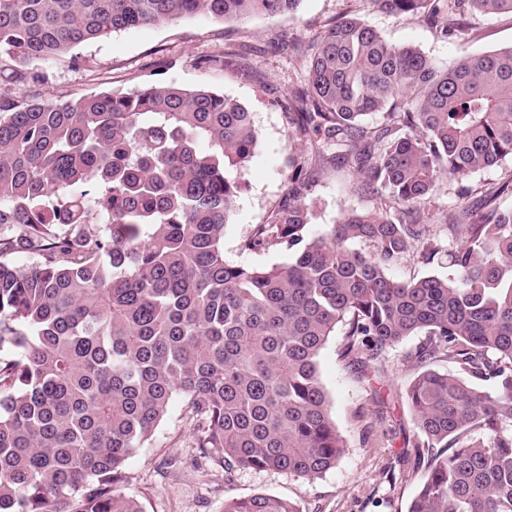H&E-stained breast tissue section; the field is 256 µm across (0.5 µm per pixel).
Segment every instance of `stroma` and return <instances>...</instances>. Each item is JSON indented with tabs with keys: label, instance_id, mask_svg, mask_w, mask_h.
Segmentation results:
<instances>
[{
	"label": "stroma",
	"instance_id": "1",
	"mask_svg": "<svg viewBox=\"0 0 512 512\" xmlns=\"http://www.w3.org/2000/svg\"><path fill=\"white\" fill-rule=\"evenodd\" d=\"M344 16L359 17L391 44L416 47L445 66L512 45L511 13H466L467 34L449 38L423 17L393 16L371 0H302L292 15L224 22L195 16L113 33L85 44L77 60L34 64L37 82L17 83L1 72L0 91L54 101L157 82L202 86L236 99L252 114L257 147L238 174L242 188L224 230V256L237 264L270 267L287 261L286 248L253 252L243 243L282 205L298 169L307 168L314 179L306 198L312 210L310 235L340 223L349 212L382 207L380 196L357 188L350 164L333 161L335 148L324 135L301 132L294 120L307 88L310 47ZM510 181L512 156L441 184L425 205L431 217L428 232H435L458 200L483 205L485 194ZM423 342V337H409L363 377L340 358V336L329 339L321 354V377L344 453L320 478L206 462L177 399L150 443L129 459L123 489L143 497L147 512H224L225 499L258 494L294 500L302 512H407L421 472L409 445L415 422L405 389L414 370L406 356Z\"/></svg>",
	"mask_w": 512,
	"mask_h": 512
}]
</instances>
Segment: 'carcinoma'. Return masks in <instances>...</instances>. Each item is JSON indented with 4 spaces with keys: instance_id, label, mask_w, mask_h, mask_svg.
<instances>
[{
    "instance_id": "cac0c4a2",
    "label": "carcinoma",
    "mask_w": 512,
    "mask_h": 512,
    "mask_svg": "<svg viewBox=\"0 0 512 512\" xmlns=\"http://www.w3.org/2000/svg\"><path fill=\"white\" fill-rule=\"evenodd\" d=\"M300 2L0 0V60L33 82V63L110 33ZM372 2L447 36L464 33L463 10L512 14V0ZM306 97L301 129L349 147L388 206L309 239L312 180L295 174L244 243L288 248L267 268L224 257L257 142L237 100L174 84L56 101L0 91V512H146L121 491L126 464L177 396L202 458L321 477L343 453L319 371L340 327L353 366L428 336L406 390L423 470L407 512H512V209L461 201L434 241L420 208L443 181L512 156V46L444 66L344 18L317 44ZM378 112L387 123H363ZM441 253L446 277L388 274ZM224 512L301 510L262 494Z\"/></svg>"
}]
</instances>
